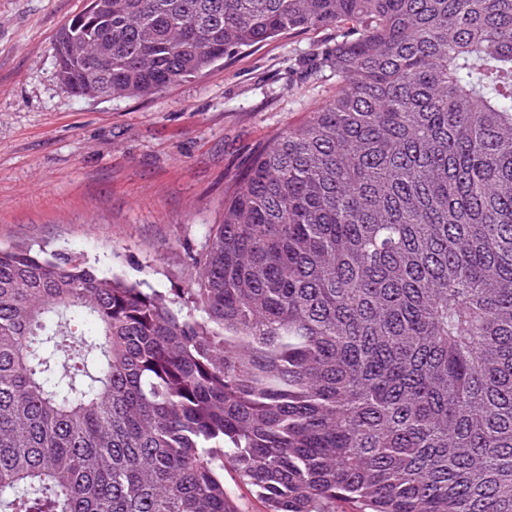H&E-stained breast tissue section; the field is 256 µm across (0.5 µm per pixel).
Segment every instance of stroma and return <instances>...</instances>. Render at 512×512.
Listing matches in <instances>:
<instances>
[{"mask_svg": "<svg viewBox=\"0 0 512 512\" xmlns=\"http://www.w3.org/2000/svg\"><path fill=\"white\" fill-rule=\"evenodd\" d=\"M88 0H0V245L81 255L142 287L189 285L230 178L336 92V28L290 31L147 97L59 85L56 37Z\"/></svg>", "mask_w": 512, "mask_h": 512, "instance_id": "1", "label": "stroma"}]
</instances>
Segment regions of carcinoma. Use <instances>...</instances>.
Instances as JSON below:
<instances>
[{
    "instance_id": "obj_1",
    "label": "carcinoma",
    "mask_w": 512,
    "mask_h": 512,
    "mask_svg": "<svg viewBox=\"0 0 512 512\" xmlns=\"http://www.w3.org/2000/svg\"><path fill=\"white\" fill-rule=\"evenodd\" d=\"M331 24L336 93L182 293L0 248V512H238L226 470L266 512H512V0H96L58 78L147 96Z\"/></svg>"
}]
</instances>
